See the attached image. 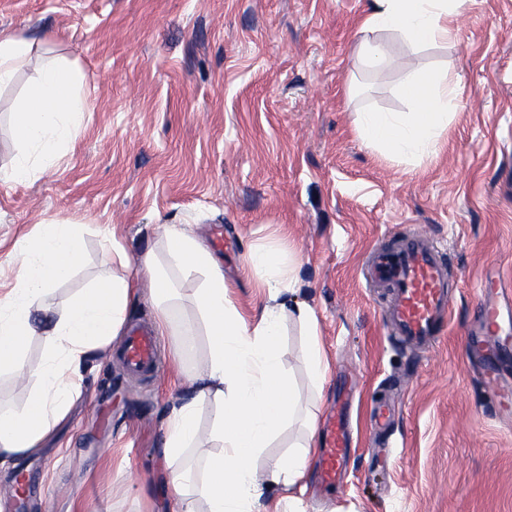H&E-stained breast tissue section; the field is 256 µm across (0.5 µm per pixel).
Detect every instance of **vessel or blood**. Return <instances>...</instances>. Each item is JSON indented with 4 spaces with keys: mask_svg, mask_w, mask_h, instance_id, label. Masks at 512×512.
<instances>
[{
    "mask_svg": "<svg viewBox=\"0 0 512 512\" xmlns=\"http://www.w3.org/2000/svg\"><path fill=\"white\" fill-rule=\"evenodd\" d=\"M366 275L377 285L391 289L394 301L388 319L396 336L405 343H430L451 312L452 284L449 268L440 249L418 232L402 238L396 246L375 250ZM476 327L471 339L472 350L481 364L485 387L498 395L497 418L512 416V389L496 366V359L511 339L503 336L501 319L504 290L498 287L495 276L488 275L479 286ZM120 355L128 370L134 374L157 373L158 338L148 328H130L120 348ZM343 419H327V439L322 454L321 477L325 484H333L345 457V436L341 430Z\"/></svg>",
    "mask_w": 512,
    "mask_h": 512,
    "instance_id": "vessel-or-blood-1",
    "label": "vessel or blood"
}]
</instances>
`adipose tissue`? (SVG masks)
I'll return each mask as SVG.
<instances>
[{
    "label": "adipose tissue",
    "instance_id": "ef3b65f1",
    "mask_svg": "<svg viewBox=\"0 0 512 512\" xmlns=\"http://www.w3.org/2000/svg\"><path fill=\"white\" fill-rule=\"evenodd\" d=\"M468 3L371 0L357 30V56L364 66L378 71L388 62L381 34H392L412 47L447 41L455 35ZM23 67L33 68L36 79L13 114L12 134L25 148L9 175L14 182L51 170L60 149L75 139L88 108V99L68 67L36 53L34 41L0 32V86ZM461 89L459 76L445 70L414 74L405 85L410 111L361 112L354 129L362 142L391 159L432 157ZM84 235V225L50 218L38 225L34 237L18 243L17 285L0 294V372L27 376L22 355L33 338H44L51 348L35 372L40 388L25 408L0 413V471H10L21 458L40 451L52 425L66 414L86 362L111 351L131 306L150 301L159 333L173 330L186 340L194 334L192 323L172 325L173 282L151 253L141 258L136 275L113 276L73 299L67 309L54 307L48 296L79 265ZM160 240L184 278L202 279L193 302L210 345L205 369L189 379L166 419L163 453L174 470L170 495L180 512H196L200 502L205 512H254L273 490L292 501V491L304 485L309 461L317 451L318 415L305 405L283 369L282 297L292 290L293 282L282 270L279 254L268 250L249 254L250 268L267 290L260 314L249 319L228 298L224 271L203 240L169 224L161 225ZM292 315L308 338L300 357L313 384L321 385L329 363L318 339L314 311L300 303ZM208 401L218 405L212 437L221 449L208 458L202 481L191 487L179 470L180 460L184 450L201 439L197 415ZM295 422L303 429L296 450L258 465V456L279 430Z\"/></svg>",
    "mask_w": 512,
    "mask_h": 512
}]
</instances>
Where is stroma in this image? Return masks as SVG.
<instances>
[{
	"mask_svg": "<svg viewBox=\"0 0 512 512\" xmlns=\"http://www.w3.org/2000/svg\"><path fill=\"white\" fill-rule=\"evenodd\" d=\"M369 0H0V30L64 58L89 98L72 145L31 181H9L22 146L12 114L33 74L0 88V290L15 287V247L59 217L86 225L85 256L56 284L66 307L89 284L124 274L159 250L163 224L196 225L224 266L243 314L265 289L244 273L249 250L282 251L296 285L286 306L315 311L330 373L315 388L284 319L282 361L326 417L345 391L348 453L341 479L320 491L312 465L300 512H512V421L493 417L466 331L486 273L512 282V0H470L455 39L418 53L392 49L382 75L354 51ZM448 68L462 93L435 156L393 162L353 131L360 112H405L412 69ZM358 92L347 97L349 82ZM428 231L459 282L429 347L392 340L386 291L366 284L372 252ZM175 322L197 325L185 375L209 356L177 279ZM159 339L160 376L131 374L119 353L79 383L42 451L19 463L23 500L0 512H178L167 491L166 417L183 392ZM392 405L385 432L370 409Z\"/></svg>",
	"mask_w": 512,
	"mask_h": 512,
	"instance_id": "1",
	"label": "stroma"
}]
</instances>
